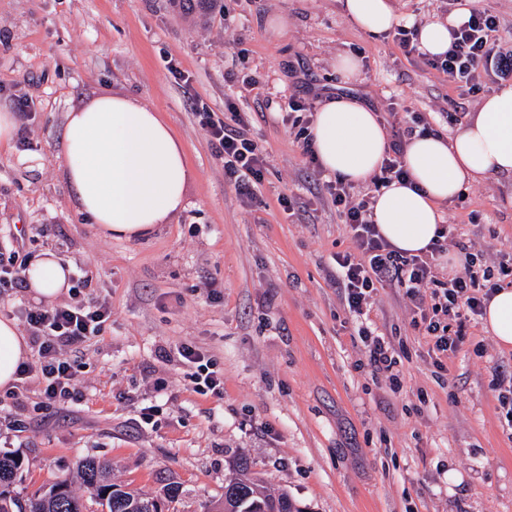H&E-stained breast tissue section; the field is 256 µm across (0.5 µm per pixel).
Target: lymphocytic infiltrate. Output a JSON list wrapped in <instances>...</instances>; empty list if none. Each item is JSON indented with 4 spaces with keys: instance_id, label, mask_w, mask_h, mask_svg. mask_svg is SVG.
<instances>
[{
    "instance_id": "obj_1",
    "label": "lymphocytic infiltrate",
    "mask_w": 512,
    "mask_h": 512,
    "mask_svg": "<svg viewBox=\"0 0 512 512\" xmlns=\"http://www.w3.org/2000/svg\"><path fill=\"white\" fill-rule=\"evenodd\" d=\"M421 28L418 21L398 24L390 35L406 58H423L428 66L446 74L460 98H468L487 85L512 79V40L500 36L496 16L482 10L473 11L463 24L450 28L448 48L440 54L422 52ZM389 112L397 130L378 174L373 177L377 186L407 179L408 173L400 160V146L407 126L423 121L419 114L399 113L394 105ZM200 124L216 157L224 164L225 177L233 183L241 201L252 204L262 184L267 158L249 135V113L240 111L229 100L224 104L223 118L205 112ZM325 187L347 224L354 245L353 250L336 254V273L332 277L349 311L364 316L378 288H403L419 325L433 343V351L441 355L457 352L467 323L482 315L486 303L500 288L499 283L492 281L489 269L479 264L471 245L458 240L453 229L443 228L428 253L400 254L374 224L370 195L355 192L350 184L339 179L326 182ZM450 246L457 248L463 257V270L441 283L436 278V258ZM111 316V305L93 298L76 304L25 309L21 318L36 350V360L31 364L21 363L17 368L18 378L24 382L37 380L45 401L73 398L77 365L64 358L63 350L101 336ZM178 353L183 363L192 367V378L199 392L223 394L224 372L216 359L189 344L181 345Z\"/></svg>"
}]
</instances>
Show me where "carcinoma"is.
Returning a JSON list of instances; mask_svg holds the SVG:
<instances>
[{"label":"carcinoma","instance_id":"1","mask_svg":"<svg viewBox=\"0 0 512 512\" xmlns=\"http://www.w3.org/2000/svg\"><path fill=\"white\" fill-rule=\"evenodd\" d=\"M23 462L16 453H0V512H164L162 502L178 496L179 487L168 485L163 493L145 497L135 490L112 482L110 465L93 458L78 465V477L89 492L77 493L67 477L43 484L30 495H20L16 482L21 479ZM224 512H299L288 496L263 495L257 490L247 459L234 466L232 477L224 482Z\"/></svg>","mask_w":512,"mask_h":512}]
</instances>
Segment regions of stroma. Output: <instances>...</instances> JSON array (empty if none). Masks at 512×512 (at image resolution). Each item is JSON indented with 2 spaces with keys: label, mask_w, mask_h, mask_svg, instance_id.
<instances>
[{
  "label": "stroma",
  "mask_w": 512,
  "mask_h": 512,
  "mask_svg": "<svg viewBox=\"0 0 512 512\" xmlns=\"http://www.w3.org/2000/svg\"><path fill=\"white\" fill-rule=\"evenodd\" d=\"M344 54L360 59L358 82L337 73ZM292 93L316 106L351 93L383 121L394 101L446 134L481 100H459L391 36L357 29L339 0H216L201 17L172 0H0V106L28 111L0 148V260L53 251L89 271L81 298L112 306L102 335L69 353L74 399L46 404L33 379L16 397L0 390V451L23 457L22 494L91 457L146 494L179 485L169 512H222L224 479L244 456L263 491L287 490L301 512H512V421L498 401L512 347L478 318L436 367L410 301L387 286L367 324L391 343L399 387L372 372L330 279L352 241L329 175L280 117ZM112 94L160 112L192 171L185 209L146 239L103 237L59 164L67 114ZM228 98L251 113L267 154L248 208L199 124ZM443 211L494 279L512 275L511 176L469 186ZM183 343L217 359L223 396L196 390Z\"/></svg>",
  "instance_id": "35a3bbf8"
}]
</instances>
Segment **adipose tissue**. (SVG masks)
Wrapping results in <instances>:
<instances>
[{
    "mask_svg": "<svg viewBox=\"0 0 512 512\" xmlns=\"http://www.w3.org/2000/svg\"><path fill=\"white\" fill-rule=\"evenodd\" d=\"M365 34L387 33L398 21L393 0H340ZM322 169L359 184L379 169L389 147L376 112L358 99L325 100L310 129ZM61 166L79 212L108 238L151 235L183 210L191 176L181 141L158 112L126 95H104L68 113ZM402 161L411 182L375 194L373 220L407 255L425 253L440 229L442 207L490 175L512 176V84L484 97L454 134L406 138ZM71 266L46 251L32 259L26 281L40 301L60 298ZM483 322L503 347L512 346V289L496 292ZM28 346L13 319L0 317V389L12 388Z\"/></svg>",
    "mask_w": 512,
    "mask_h": 512,
    "instance_id": "ef3b65f1",
    "label": "adipose tissue"
}]
</instances>
